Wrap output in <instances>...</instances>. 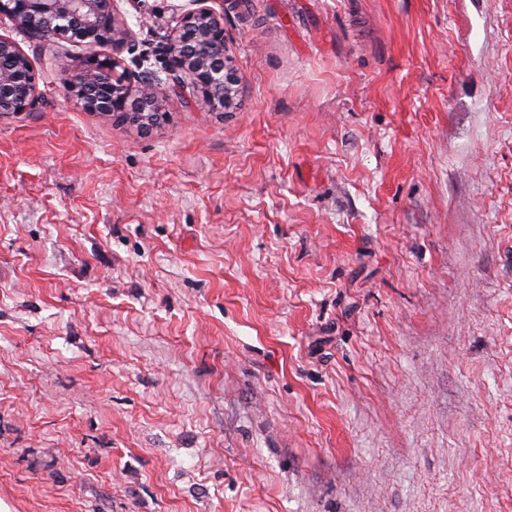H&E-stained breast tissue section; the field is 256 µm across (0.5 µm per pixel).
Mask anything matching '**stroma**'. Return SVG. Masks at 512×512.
Here are the masks:
<instances>
[{
    "mask_svg": "<svg viewBox=\"0 0 512 512\" xmlns=\"http://www.w3.org/2000/svg\"><path fill=\"white\" fill-rule=\"evenodd\" d=\"M213 7L236 108L147 131L0 19V512H512V0ZM36 100L37 83L31 61L15 41L1 35L0 113L24 112Z\"/></svg>",
    "mask_w": 512,
    "mask_h": 512,
    "instance_id": "stroma-1",
    "label": "stroma"
}]
</instances>
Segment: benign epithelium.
<instances>
[{"label":"benign epithelium","mask_w":512,"mask_h":512,"mask_svg":"<svg viewBox=\"0 0 512 512\" xmlns=\"http://www.w3.org/2000/svg\"><path fill=\"white\" fill-rule=\"evenodd\" d=\"M169 38L166 78L129 71L122 57L131 31L119 20L115 0H0V17L34 36L35 25L48 23L52 36L65 37L90 50L83 67L65 73L67 94L84 111L118 119L141 128L152 125L159 86L199 95L214 110L231 109L238 95V78L224 61V15L205 6L208 0H188ZM112 53H99L101 45ZM37 100V83L31 61L20 46L0 36V113L24 112Z\"/></svg>","instance_id":"benign-epithelium-1"}]
</instances>
